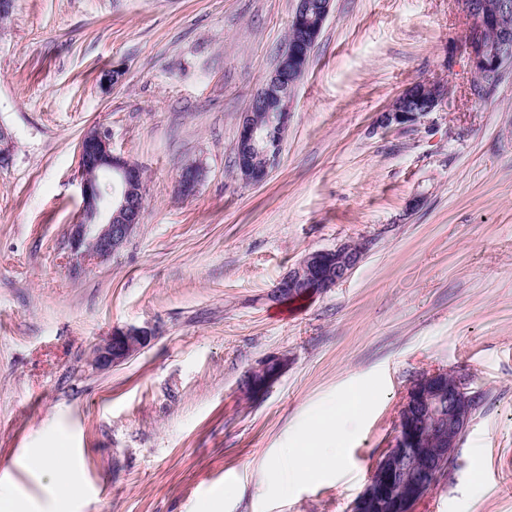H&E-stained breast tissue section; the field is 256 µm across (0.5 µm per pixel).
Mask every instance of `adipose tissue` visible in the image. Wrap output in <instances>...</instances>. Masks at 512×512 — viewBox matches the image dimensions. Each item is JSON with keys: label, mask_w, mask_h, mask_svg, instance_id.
<instances>
[{"label": "adipose tissue", "mask_w": 512, "mask_h": 512, "mask_svg": "<svg viewBox=\"0 0 512 512\" xmlns=\"http://www.w3.org/2000/svg\"><path fill=\"white\" fill-rule=\"evenodd\" d=\"M371 403L369 393L359 389L348 391L337 400L330 412L317 415L299 447L288 453V478L308 481L325 476L345 463L343 449L324 448L320 442L330 423L344 425L359 415ZM27 467L43 476L55 491L63 496L77 493L79 484L70 469L62 463V451L57 447L35 449L26 459Z\"/></svg>", "instance_id": "adipose-tissue-1"}]
</instances>
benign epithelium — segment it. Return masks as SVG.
I'll use <instances>...</instances> for the list:
<instances>
[{"label":"benign epithelium","instance_id":"7a95c632","mask_svg":"<svg viewBox=\"0 0 512 512\" xmlns=\"http://www.w3.org/2000/svg\"><path fill=\"white\" fill-rule=\"evenodd\" d=\"M333 0H296L290 30L300 38L289 41L279 66L254 94L250 110L242 113L235 143V164L240 177L261 184L278 160L288 130L291 98L303 79L311 52ZM474 21L469 41L470 62L483 81H495L512 64V20L499 10L486 9L484 0H466ZM447 99V88L432 83L412 85L380 114L383 126L414 124ZM79 177L84 220L72 225L71 250L106 259L121 248L144 217V189L139 169L112 154L110 140L100 132L85 134L79 146ZM365 246L340 244L314 250L278 281L275 301L301 288L323 292L346 280L362 262ZM155 337L149 327L116 328L95 349V364L118 366L148 347ZM285 354L269 355L251 368L241 381L243 392L264 393L287 370ZM472 396L458 384L448 386V372L434 370L408 389L397 422L392 448L382 456L353 512L378 504L388 512H414L416 504L449 469L460 437L471 417Z\"/></svg>","mask_w":512,"mask_h":512}]
</instances>
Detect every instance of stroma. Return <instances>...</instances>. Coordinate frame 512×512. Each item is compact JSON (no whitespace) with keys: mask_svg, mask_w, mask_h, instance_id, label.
Segmentation results:
<instances>
[{"mask_svg":"<svg viewBox=\"0 0 512 512\" xmlns=\"http://www.w3.org/2000/svg\"><path fill=\"white\" fill-rule=\"evenodd\" d=\"M295 0H15L0 25V481L27 512H351L413 382L476 398L449 473L414 512H512V73L484 97L461 0H334L266 182L235 171L238 123ZM120 67L117 83L100 73ZM448 99L377 119L415 83ZM91 128L143 172L146 212L108 260L76 258ZM200 169L193 195L178 176ZM366 254L345 281L271 300L308 251ZM156 336L97 368L114 328ZM288 370L246 399L245 373ZM360 388L344 466L291 482L287 451ZM66 449L69 501L23 463ZM288 365L289 358L285 354L267 356L246 373L240 383L243 392L251 396L263 394L288 370ZM270 367H275L276 371L269 375L267 371Z\"/></svg>","mask_w":512,"mask_h":512,"instance_id":"35a3bbf8","label":"stroma"}]
</instances>
